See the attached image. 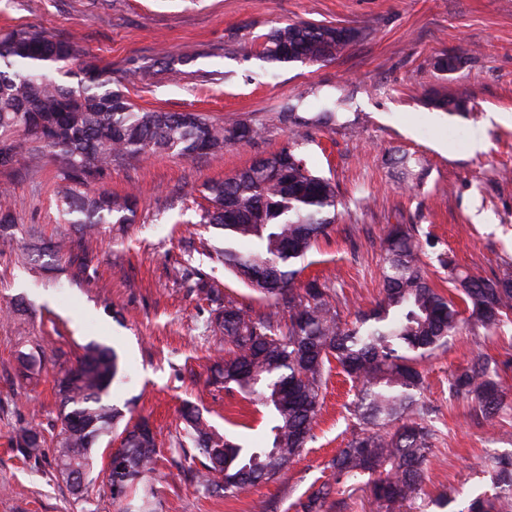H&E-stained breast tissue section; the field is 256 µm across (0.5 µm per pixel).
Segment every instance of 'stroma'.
<instances>
[{"label":"stroma","mask_w":512,"mask_h":512,"mask_svg":"<svg viewBox=\"0 0 512 512\" xmlns=\"http://www.w3.org/2000/svg\"><path fill=\"white\" fill-rule=\"evenodd\" d=\"M308 21L342 25L360 36L335 60L268 63L240 42L271 27ZM36 26L57 39L80 40L122 81L144 109L202 112L224 123L262 124L259 140L218 155H155L113 166L102 187L138 199L130 224H106L84 273L69 257L26 260L30 231L44 238L70 233L55 203L53 162L0 168V208L17 228L0 245V512H300L298 504L322 484L343 512H380L364 486L337 481L328 463L359 432L348 405L349 380L331 372L314 437L280 479L232 497L207 495L172 475V444L186 406L207 409L220 432L247 448L266 447L272 419L237 392L213 383L217 355L207 327V301L176 276L192 261L204 279L254 312L268 301L208 257L198 254L207 208L204 185L231 176L255 159L287 146L281 105L302 100L310 117L322 103L346 98L335 124L308 132L299 153L310 169L332 179L340 200L328 237L309 254L304 278L331 279L346 320L381 298L380 242L388 225L410 224L427 255L428 275L448 286V268L482 277L512 271V0H0V30ZM461 55L450 74L433 67L437 55ZM449 89L465 98L464 114L433 109L426 99ZM480 151H473V144ZM419 159L421 177L406 180L391 165L395 150ZM114 347L120 370L108 403L132 421L147 419L158 455L154 497L129 493L113 502L103 482L119 434L97 444L88 494L76 496L52 454L23 459L16 429L38 427L54 446L59 404L54 375L84 346ZM38 351L41 368L24 376L19 352ZM504 362L512 387V324L482 341L459 335L423 364V399L436 436L425 491L392 512H466L493 493L486 454L512 456V411L489 422L448 396V378L476 356ZM447 495L440 508L435 500Z\"/></svg>","instance_id":"35a3bbf8"}]
</instances>
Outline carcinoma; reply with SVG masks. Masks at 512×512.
<instances>
[{
    "mask_svg": "<svg viewBox=\"0 0 512 512\" xmlns=\"http://www.w3.org/2000/svg\"><path fill=\"white\" fill-rule=\"evenodd\" d=\"M347 43L336 28L308 22L276 26L242 50L265 62H326ZM77 79L74 84L62 78ZM76 39L57 40L34 27L0 34V167L12 166L34 144L35 168L53 158L62 178L56 200L62 219L74 225L77 240L31 241L38 253L63 252L85 271L103 224H130L132 195L90 184L112 166L142 155L192 157L261 138L262 127L224 124L198 112L137 108ZM460 99L436 91L428 105L448 111ZM287 102L280 118L294 138L310 124L328 127L336 106L311 118ZM211 207L200 223L220 231L224 246L200 241V254L216 259L266 299L272 311L256 314L208 285L190 264L177 274L210 306L209 327L227 345L215 362V381L273 412L269 448H243L219 434L203 413L187 407L184 434L177 439L178 474L209 493L226 497L277 479L309 440L323 399L331 363L355 383L352 415L362 424L331 459L336 480L371 486L381 503L407 500L422 492L434 430L421 396L420 362L461 333L488 334L512 321V273L476 277L452 268L448 293L440 292L424 270L425 255L412 229L393 224L382 240L383 295L355 321L342 319L340 296L328 279L296 283L301 263L336 219V185L314 174L291 146L261 157L224 180L204 185ZM119 372L110 346L91 343L75 363L60 368L55 390L61 404L53 458L73 490H82L93 469V450L112 432L121 412L105 401ZM449 397L474 403L476 418L488 420L512 403L497 360L482 353L451 374ZM141 425L125 429L122 448L112 454L107 484L123 501L128 490L154 473V439L138 436ZM45 439L35 427L16 432L14 446L37 458ZM498 493L478 496L468 512H505L512 497V459L493 464ZM331 494L327 483L301 504L302 512H323Z\"/></svg>",
    "mask_w": 512,
    "mask_h": 512,
    "instance_id": "obj_1",
    "label": "carcinoma"
}]
</instances>
